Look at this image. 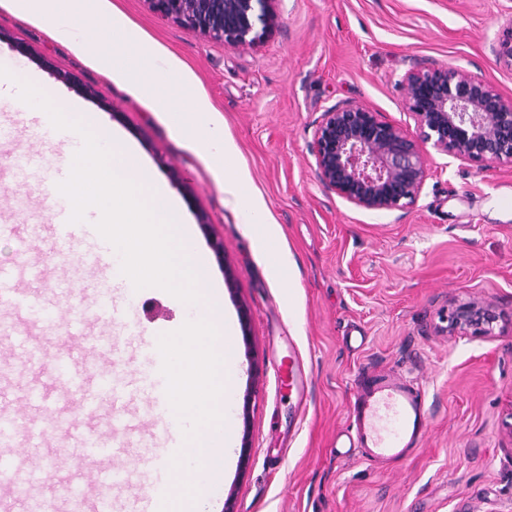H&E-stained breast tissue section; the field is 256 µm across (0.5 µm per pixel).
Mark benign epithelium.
I'll return each mask as SVG.
<instances>
[{
  "instance_id": "1",
  "label": "benign epithelium",
  "mask_w": 512,
  "mask_h": 512,
  "mask_svg": "<svg viewBox=\"0 0 512 512\" xmlns=\"http://www.w3.org/2000/svg\"><path fill=\"white\" fill-rule=\"evenodd\" d=\"M150 10L235 47H251L275 27L276 0H147ZM415 134L359 105L323 112L312 145L322 183L367 210L411 205L426 179L423 146L482 165L512 162V101L461 67L409 70L403 79ZM495 305L482 299L448 308L450 336H493Z\"/></svg>"
}]
</instances>
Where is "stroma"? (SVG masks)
I'll return each instance as SVG.
<instances>
[{
	"label": "stroma",
	"instance_id": "stroma-1",
	"mask_svg": "<svg viewBox=\"0 0 512 512\" xmlns=\"http://www.w3.org/2000/svg\"><path fill=\"white\" fill-rule=\"evenodd\" d=\"M133 28L182 62L193 89L224 118L234 151L226 174L267 210L289 260L274 272L259 240L224 200L212 163L160 112L134 96L45 21L0 0V63L36 74L54 103L81 101L123 134L182 206L232 337L234 429L224 454V512H512V163L483 166L425 147L427 177L413 204L369 211L320 180L310 145L327 108L354 104L413 128L402 81L412 68L450 64L481 74L512 100V68L494 48L512 26V0H277L278 25L241 48L153 14L146 0H110ZM22 42L32 57L18 56ZM50 67H43V60ZM0 267L17 262L15 231L48 223L58 141L33 133L19 106L0 107ZM33 160L17 166V149ZM221 240L216 255L213 240ZM31 286L59 309L89 297L98 275L78 254L38 253ZM73 296V297H74ZM496 305L494 336H449L450 301ZM145 330L176 331L182 305L139 290ZM295 354L305 397L282 388L277 366ZM417 377L429 426L406 459L373 465L345 447L353 379L363 367Z\"/></svg>",
	"mask_w": 512,
	"mask_h": 512
}]
</instances>
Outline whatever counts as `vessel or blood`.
Here are the masks:
<instances>
[{
	"instance_id": "b4317fda",
	"label": "vessel or blood",
	"mask_w": 512,
	"mask_h": 512,
	"mask_svg": "<svg viewBox=\"0 0 512 512\" xmlns=\"http://www.w3.org/2000/svg\"><path fill=\"white\" fill-rule=\"evenodd\" d=\"M65 199L54 205L44 235L62 252L84 238L88 227L70 220ZM20 279L0 269V332L12 335L16 328L10 308L22 309L29 323L48 324L70 337L80 338L81 351L70 346L47 347L37 336L20 337L26 361L49 362L57 384L55 397L31 388L28 400L35 412L23 415L0 402V512H211L224 478V428L209 430V440L196 452L203 473L187 492L178 481L187 473V448L183 425L173 412L162 372L145 377L153 398L146 416L130 408L125 383L112 371L100 369L98 353L104 345L90 332L94 318L111 326L115 316L131 332L140 323L132 310L117 312L111 288L93 293L92 307L76 303L66 313L19 286ZM356 396L349 414L348 440L360 458L381 464L407 457L427 433L425 394L420 382L402 373L375 374L362 370L355 380ZM63 403L75 404L92 428L78 429L59 416ZM162 440L133 465L120 467L115 460L125 452L124 435ZM53 443L72 450L71 456L55 458L50 465L36 460L39 448ZM64 471L54 481L50 470Z\"/></svg>"
}]
</instances>
